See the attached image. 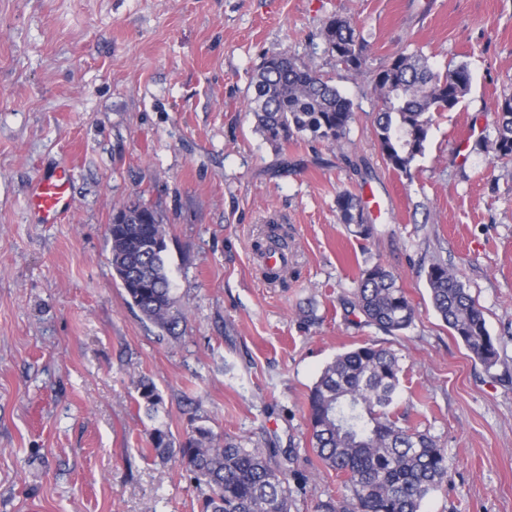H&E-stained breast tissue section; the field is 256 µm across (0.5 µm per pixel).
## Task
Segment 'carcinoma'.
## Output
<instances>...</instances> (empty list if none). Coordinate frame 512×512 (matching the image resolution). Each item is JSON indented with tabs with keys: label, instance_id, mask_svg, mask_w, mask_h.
Instances as JSON below:
<instances>
[{
	"label": "carcinoma",
	"instance_id": "obj_1",
	"mask_svg": "<svg viewBox=\"0 0 512 512\" xmlns=\"http://www.w3.org/2000/svg\"><path fill=\"white\" fill-rule=\"evenodd\" d=\"M323 35L328 52L353 74L363 71L365 58L353 22L334 16ZM467 65L434 69L419 52H401L374 77L378 91L375 134L380 154L392 169L408 173L422 155L434 114L456 107L469 92ZM249 111L255 130L275 148L309 137L334 144L353 118L352 102L302 58L283 52L266 58L253 81ZM496 152L512 159V95L497 104ZM336 207L341 223L355 233H373L358 196L342 193ZM112 223L110 263L124 276L130 307L164 331L174 330L175 299L166 265V230L161 215L143 202ZM279 225H267L268 246L256 244L264 258L279 245ZM433 309L449 332L489 370L499 359L482 310L456 273L441 261L427 271ZM348 313L359 314L367 326L388 335L409 329L416 310L397 276L376 262L360 270ZM402 368L390 350L364 344L327 364L307 397L310 444L319 461L345 476L340 501L321 502L317 512H420L422 501L441 487L451 468L445 449L428 434L403 425L393 410ZM139 398L147 413L157 411L161 395L142 380ZM155 455L175 459L190 479L207 489L202 512H290V483L297 491L309 478L277 460L278 449L245 448L231 437L221 438L204 425H191L174 442L156 428L149 434Z\"/></svg>",
	"mask_w": 512,
	"mask_h": 512
}]
</instances>
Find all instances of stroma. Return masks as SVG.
<instances>
[{
	"instance_id": "1",
	"label": "stroma",
	"mask_w": 512,
	"mask_h": 512,
	"mask_svg": "<svg viewBox=\"0 0 512 512\" xmlns=\"http://www.w3.org/2000/svg\"><path fill=\"white\" fill-rule=\"evenodd\" d=\"M333 16L355 23L362 75L326 49ZM405 50L472 74L406 174L381 158L372 85ZM282 52L352 101L338 144L277 149L256 132L252 75ZM511 93L512 0H0V512H200L195 483L149 445L157 428L181 440L194 418L247 448L291 449L310 477L291 512H315L343 484L309 444V389L366 343L396 354L395 411L452 463L420 512H512V161L495 150ZM58 167L73 210L42 224L27 194ZM344 192L361 197L371 238L340 222ZM137 198L164 218L171 333L130 308L109 261L112 214ZM272 217L292 236L285 289L253 250ZM435 261L482 309L492 369L435 313ZM375 262L416 309L397 336L346 311ZM143 379L162 397L150 415Z\"/></svg>"
}]
</instances>
